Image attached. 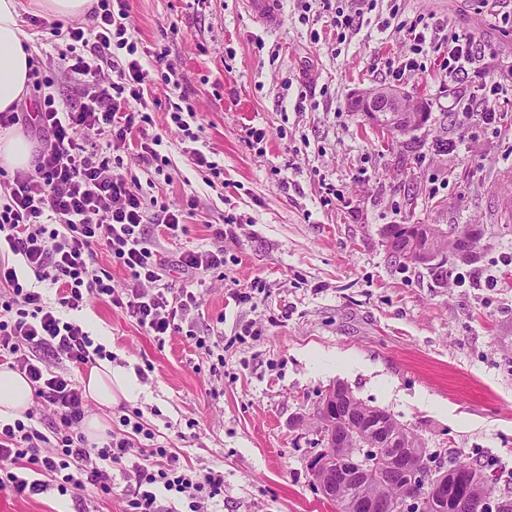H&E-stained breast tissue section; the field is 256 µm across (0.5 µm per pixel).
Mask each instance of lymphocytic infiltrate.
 Here are the masks:
<instances>
[{
    "label": "lymphocytic infiltrate",
    "instance_id": "obj_1",
    "mask_svg": "<svg viewBox=\"0 0 512 512\" xmlns=\"http://www.w3.org/2000/svg\"><path fill=\"white\" fill-rule=\"evenodd\" d=\"M331 13L337 35L356 30L377 0H313ZM389 17L380 30L405 32L408 53L390 61L394 82L419 69L428 48L427 29L403 22L404 0H388ZM92 27L55 21L51 36L82 44L81 54H60V66L81 84L82 101L72 107L45 96L33 118L43 145L31 169L16 171L8 198L0 205V248L20 257V267L0 265V365L23 374L38 407L53 411L61 428L47 437L35 425L36 409L23 418L0 420V489L15 496L47 490L78 494L94 487L112 494V473L127 478L124 512H159L158 491L186 499L188 512H205L224 494V474L181 465L178 454L155 444L140 411L124 410V431L103 445L88 444L79 425L86 400L75 380L52 371L42 358L49 350L69 362L88 365L104 358L74 315L90 298L125 307L130 317L156 338L179 332L186 313L197 306L187 288H172L158 250L144 233L147 223L185 231V214L165 203H147L137 178L112 172V151L132 133L141 137V157L157 161L160 136L147 133L153 123L141 85L147 72L139 59L115 65L110 82L101 69L112 58V42L124 38L127 0H97ZM443 69L452 90L449 109L460 124L499 126L512 112V84L491 75L485 52L472 35L451 32ZM215 245L181 252L177 266L192 278L224 267V231L215 229ZM105 253L130 276L116 289L112 274L97 264ZM57 290L48 301L44 290Z\"/></svg>",
    "mask_w": 512,
    "mask_h": 512
}]
</instances>
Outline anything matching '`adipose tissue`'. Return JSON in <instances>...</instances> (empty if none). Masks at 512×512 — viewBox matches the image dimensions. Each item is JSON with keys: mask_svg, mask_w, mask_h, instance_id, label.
Returning <instances> with one entry per match:
<instances>
[{"mask_svg": "<svg viewBox=\"0 0 512 512\" xmlns=\"http://www.w3.org/2000/svg\"><path fill=\"white\" fill-rule=\"evenodd\" d=\"M23 0H0V112L8 111L26 94L30 82V34L22 23ZM87 396L99 407L131 401L140 393L134 372L102 360L82 380ZM33 400V389L19 372L0 369V420L23 416Z\"/></svg>", "mask_w": 512, "mask_h": 512, "instance_id": "ef3b65f1", "label": "adipose tissue"}]
</instances>
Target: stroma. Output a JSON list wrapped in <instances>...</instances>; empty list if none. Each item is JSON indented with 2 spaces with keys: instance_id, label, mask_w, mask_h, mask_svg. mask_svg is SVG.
<instances>
[{
  "instance_id": "35a3bbf8",
  "label": "stroma",
  "mask_w": 512,
  "mask_h": 512,
  "mask_svg": "<svg viewBox=\"0 0 512 512\" xmlns=\"http://www.w3.org/2000/svg\"><path fill=\"white\" fill-rule=\"evenodd\" d=\"M128 6L146 99L180 82L215 167L189 164L163 102L152 112L159 161L144 163L134 134L116 151L118 172L145 198L187 210L185 234L145 227L166 260L211 248L224 226V273L197 275V307L162 342L96 298L77 318L113 365L145 369L132 405L158 442L185 465L223 471L224 498L209 512H336L307 461L313 409L339 384L441 458L496 462L497 493L512 498V127L456 124L435 47L400 87L427 108L425 125L387 132L357 111L355 92L390 83L387 58L409 49L403 34L377 29L385 0L342 44L302 0H280L273 30L244 0ZM404 18L473 34L512 81V32L469 0H406ZM163 48L164 67L152 61ZM441 138L456 139L454 153L437 151ZM393 224H473L481 248L468 264L448 254L403 264L384 235ZM112 481L108 498L0 491V512H123V474Z\"/></svg>"
}]
</instances>
